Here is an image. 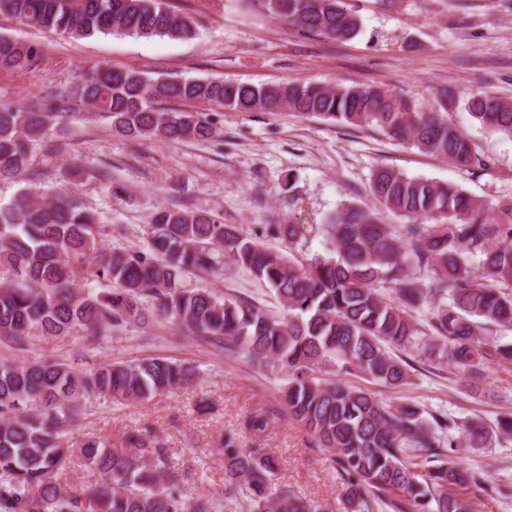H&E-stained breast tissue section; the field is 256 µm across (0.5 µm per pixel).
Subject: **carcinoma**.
<instances>
[{
  "instance_id": "carcinoma-1",
  "label": "carcinoma",
  "mask_w": 512,
  "mask_h": 512,
  "mask_svg": "<svg viewBox=\"0 0 512 512\" xmlns=\"http://www.w3.org/2000/svg\"><path fill=\"white\" fill-rule=\"evenodd\" d=\"M268 16L299 34L351 40L362 21L347 0H259ZM0 12L72 38L119 34L190 39L197 22L170 0H0ZM40 49L0 36V70L22 74ZM210 105L214 112H187ZM82 106L132 140L218 143L224 112L288 110L375 129L454 165L484 170L482 156L450 114L446 93L428 111L378 87L295 81L248 84L196 78L152 79L135 68L102 67L49 91L24 109L0 105V180H40L34 146ZM470 118L512 137V102L482 90L465 103ZM370 192L389 213L348 204L328 217L330 248L302 263L243 236L188 195L157 208L148 244L99 250L105 226L75 198L43 201L30 190L0 205V340L85 331L94 343L134 325L168 320L197 340L287 375L280 399L333 454L350 512H472L464 490L477 482L457 456L490 436L512 437V418L490 425L411 403L389 405L351 378L399 388L411 353L484 380L491 327H512V205L476 198L451 183L375 170ZM479 258L480 269L471 268ZM230 262L273 294L277 309L190 288L183 276L217 274ZM90 276L99 292L75 288ZM427 314L421 324L415 314ZM330 377L323 378L321 374ZM194 368L162 358L76 371L62 362L0 363V512H316L277 482V461L223 440L224 497L191 501L185 473L139 429L108 444L69 437L67 422L98 400H144L194 383ZM80 461L89 490L67 491L62 463Z\"/></svg>"
}]
</instances>
